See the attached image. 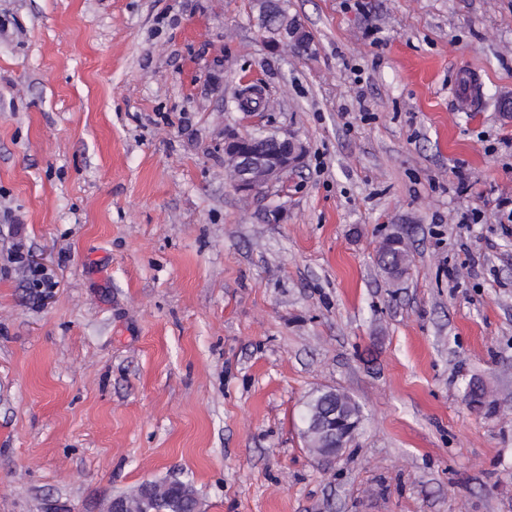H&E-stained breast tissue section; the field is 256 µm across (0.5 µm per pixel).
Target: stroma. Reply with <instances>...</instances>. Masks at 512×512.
I'll return each mask as SVG.
<instances>
[{
	"mask_svg": "<svg viewBox=\"0 0 512 512\" xmlns=\"http://www.w3.org/2000/svg\"><path fill=\"white\" fill-rule=\"evenodd\" d=\"M287 5L309 51L256 0H0V512L170 476L202 512H512V0ZM228 130L306 161L244 201ZM329 388L362 420L325 463ZM408 260L407 246L404 238L393 235L381 244L378 250V264L390 276L402 273ZM10 261L20 266L29 267L28 269L32 276V285L35 289L40 290V293L50 291L56 285L55 281H53L50 275L44 270L30 266L29 251H25L22 244H18L15 250L11 253ZM326 391H320L312 395L305 403V409L302 414V424H305L308 420L313 419L321 412L325 411L331 404H336V401L340 403L341 407L352 417L358 418L361 416L360 405L353 400V398L345 392L336 390L335 395H328Z\"/></svg>",
	"mask_w": 512,
	"mask_h": 512,
	"instance_id": "35a3bbf8",
	"label": "stroma"
}]
</instances>
